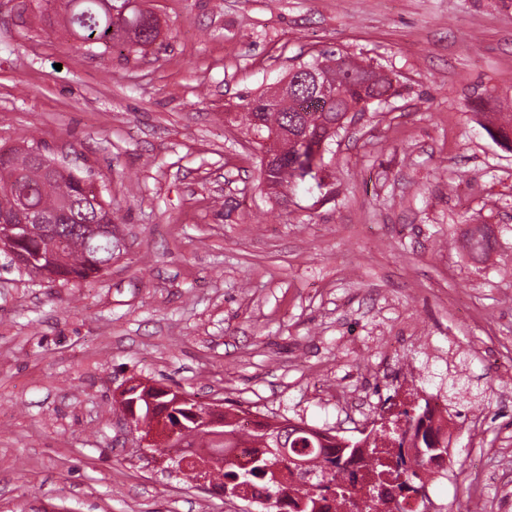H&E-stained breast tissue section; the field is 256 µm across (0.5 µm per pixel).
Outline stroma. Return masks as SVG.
<instances>
[{"label":"stroma","mask_w":512,"mask_h":512,"mask_svg":"<svg viewBox=\"0 0 512 512\" xmlns=\"http://www.w3.org/2000/svg\"><path fill=\"white\" fill-rule=\"evenodd\" d=\"M161 46L83 47L0 0V146L35 142L112 203V265L0 267V512H249L140 448L142 379L359 437L336 395L415 383L467 415L436 504L512 512V0H150ZM394 92L276 200L225 119L322 51ZM496 245L472 258L475 226Z\"/></svg>","instance_id":"stroma-1"}]
</instances>
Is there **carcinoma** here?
<instances>
[{"label": "carcinoma", "instance_id": "cac0c4a2", "mask_svg": "<svg viewBox=\"0 0 512 512\" xmlns=\"http://www.w3.org/2000/svg\"><path fill=\"white\" fill-rule=\"evenodd\" d=\"M63 22L85 46L144 50L156 44L160 31L156 18L132 0H66ZM320 69L336 78L337 96L329 104L309 101L315 93L313 81L306 69ZM392 81L370 66L347 61L342 54L323 51L288 71V102L274 110L255 112L244 107L241 121L247 129L263 135L274 132L285 151L281 163L264 172V181L275 197L284 199L288 188L306 178L322 186L319 174L326 172L327 155L347 121V111L362 103L364 107L379 104L391 96ZM0 166L7 172L9 187L0 185V193L22 198L26 205L40 213L60 216V256L53 274L62 281L87 280L98 276L112 261V204L104 195L88 194L85 176L77 170L64 168L53 174L45 171L31 156L30 149L10 148L0 155ZM98 228H92V225ZM492 249L489 234L476 230L468 240V250L482 257ZM236 413H224V444L212 441L208 448H236L254 441L261 454L249 461V466L236 465L222 459L216 476L231 497L247 488L261 485L264 496L255 502L258 512H278L288 487L281 479L283 471L296 470L308 479L297 490L294 505L307 501L304 512H318L317 503L323 497L343 488L344 461L355 453L359 441L344 438L340 443L322 444L304 430V425L292 428L278 447L269 422H258L251 430L238 427ZM426 448L416 466L408 470L407 478L421 480L427 474L433 456L448 452L438 448L433 440H425Z\"/></svg>", "mask_w": 512, "mask_h": 512}]
</instances>
